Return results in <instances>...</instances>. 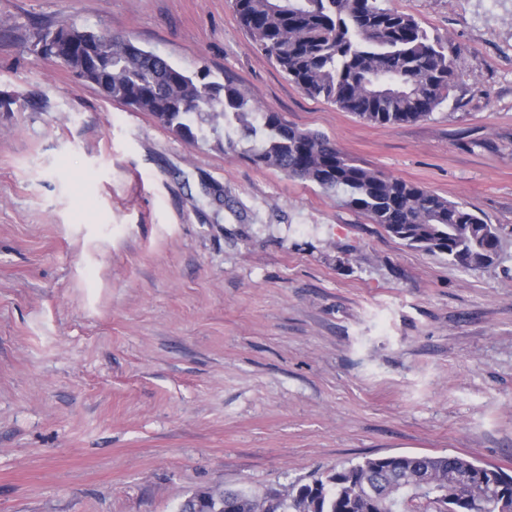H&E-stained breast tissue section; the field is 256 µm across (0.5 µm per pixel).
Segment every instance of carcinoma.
Here are the masks:
<instances>
[{"label":"carcinoma","instance_id":"1","mask_svg":"<svg viewBox=\"0 0 512 512\" xmlns=\"http://www.w3.org/2000/svg\"><path fill=\"white\" fill-rule=\"evenodd\" d=\"M240 27L307 97L333 104L372 124L394 126L427 118L443 104L461 66L459 56L429 38L415 18L382 0H230ZM41 57L74 70L89 83L104 77L103 94L150 114L175 137L195 142L218 119L250 143L246 157L316 184L406 245L443 256L465 269L499 257L498 228L466 205L358 165L326 136L289 124L259 105L232 78L218 82L205 67L188 73L162 56L112 33L37 28ZM425 467L438 481L461 473L439 495L412 496L396 512H503L512 509V475L459 456L366 457L288 494L262 497L238 490H200L180 512H366L362 483L382 489Z\"/></svg>","mask_w":512,"mask_h":512}]
</instances>
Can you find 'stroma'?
<instances>
[{
	"label": "stroma",
	"instance_id": "35a3bbf8",
	"mask_svg": "<svg viewBox=\"0 0 512 512\" xmlns=\"http://www.w3.org/2000/svg\"><path fill=\"white\" fill-rule=\"evenodd\" d=\"M384 4L462 59L395 126L308 98L227 0H0V512H177L397 454L512 474V0ZM102 25L465 204L499 258L408 247L32 49L34 27Z\"/></svg>",
	"mask_w": 512,
	"mask_h": 512
}]
</instances>
